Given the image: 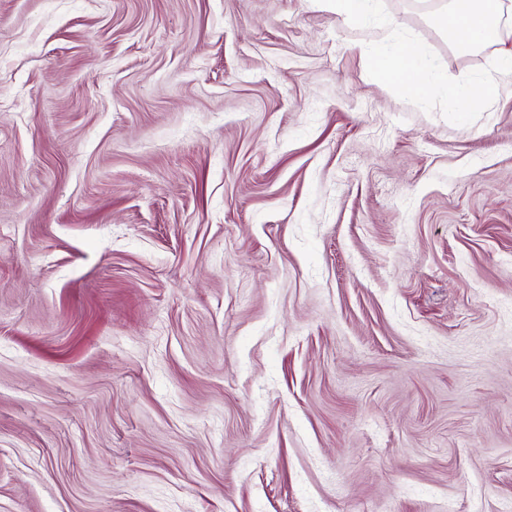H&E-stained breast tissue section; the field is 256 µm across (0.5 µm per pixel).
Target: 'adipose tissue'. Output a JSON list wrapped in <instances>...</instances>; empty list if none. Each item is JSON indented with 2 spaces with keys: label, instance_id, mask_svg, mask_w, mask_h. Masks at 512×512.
Returning <instances> with one entry per match:
<instances>
[{
  "label": "adipose tissue",
  "instance_id": "ef3b65f1",
  "mask_svg": "<svg viewBox=\"0 0 512 512\" xmlns=\"http://www.w3.org/2000/svg\"><path fill=\"white\" fill-rule=\"evenodd\" d=\"M504 8V0H471L469 10L462 12L456 0H451L436 21L457 51L467 52L481 44L496 46L494 70L469 87L438 78L432 63L408 44L383 43L372 48L360 43L356 49L385 83L403 88L434 83L450 110L466 112L478 99L498 97L503 79H512V26L501 22Z\"/></svg>",
  "mask_w": 512,
  "mask_h": 512
}]
</instances>
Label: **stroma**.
<instances>
[{
	"mask_svg": "<svg viewBox=\"0 0 512 512\" xmlns=\"http://www.w3.org/2000/svg\"><path fill=\"white\" fill-rule=\"evenodd\" d=\"M444 5L0 0V512H512V89L351 49ZM336 3V13L348 19L365 20L371 15V0H323Z\"/></svg>",
	"mask_w": 512,
	"mask_h": 512,
	"instance_id": "obj_1",
	"label": "stroma"
}]
</instances>
